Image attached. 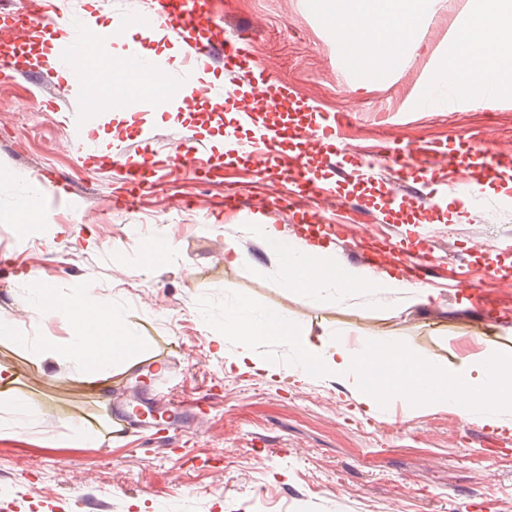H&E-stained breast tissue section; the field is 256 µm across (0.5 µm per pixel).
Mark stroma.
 <instances>
[{"label":"stroma","mask_w":512,"mask_h":512,"mask_svg":"<svg viewBox=\"0 0 512 512\" xmlns=\"http://www.w3.org/2000/svg\"><path fill=\"white\" fill-rule=\"evenodd\" d=\"M227 34L245 37L258 72L288 85L293 95L337 120L341 151L322 175L340 198L368 195L378 211L344 210L356 242L378 270H402L406 232L440 242L434 268L452 289L412 294L356 292L340 301L303 296L281 279L280 255L263 237L225 223L229 194L265 203L262 221L295 237L292 212L278 213L288 178L277 168L255 176L248 163L216 169L207 183L155 171L136 206L117 208L127 186L114 172L116 145L100 144L105 161L86 179L63 116L85 107L82 92L52 109L36 100L53 95L51 66L43 78L0 83V172L34 185L39 172L77 183L75 198L38 188L45 226L19 237L8 216L20 189L0 184V317L10 319L21 344L0 342V366L18 380L26 414L0 412V508L10 512H80L78 496L97 498L105 512H512V431H499L498 455L483 445V416L462 420L445 407L389 399L366 413L355 380L316 374L297 382L296 349L283 340L259 351L263 368L236 366L243 347L225 334L226 319H260L277 311L301 328L364 346L380 337L401 342L421 361L454 368L462 357L512 350V296L503 298L499 336L485 326L468 291L496 288L512 278V171L484 174L478 155L461 143L499 148L512 141V100L495 109L423 107L429 75L466 17L467 0H437L415 51L393 69L357 63L326 18L323 0H223ZM231 113L210 101L152 112L142 127L118 124L109 113L97 126L117 130L128 154L150 146L165 159L180 136L192 135L224 160ZM440 145L452 158L435 163L431 201L388 199L390 175L372 164L395 146ZM359 169L351 178V169ZM476 183L468 199L443 187L449 170ZM171 241L166 260L143 267L146 238ZM58 297L81 296L125 321L141 344L142 360L171 357L173 382L195 399L214 390L206 422L183 432L166 456L141 436L99 447L112 428L103 398H121L146 371L110 367L106 397L80 389L77 366L64 350L71 324L61 314L35 312L34 286ZM277 368L268 375L267 366Z\"/></svg>","instance_id":"35a3bbf8"}]
</instances>
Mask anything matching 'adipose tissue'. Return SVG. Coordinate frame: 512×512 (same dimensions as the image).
I'll return each mask as SVG.
<instances>
[{"instance_id": "1", "label": "adipose tissue", "mask_w": 512, "mask_h": 512, "mask_svg": "<svg viewBox=\"0 0 512 512\" xmlns=\"http://www.w3.org/2000/svg\"><path fill=\"white\" fill-rule=\"evenodd\" d=\"M435 0H332L328 21L352 53L370 47L374 58L398 62L405 47L415 45L417 31L430 14ZM92 51L112 73L109 82L98 85L100 102L110 106L115 91L162 95L157 82L129 78L114 61L105 44ZM453 95L454 103L495 108L502 99H512V0H469L461 27L453 34L452 49L427 85V95ZM254 232L279 247L282 275L304 290L373 288L379 293L407 291L404 280L374 273L358 266H340L327 248L312 247L303 255L284 242L272 224H253ZM73 322L68 350L78 366L77 381L91 392L103 395L109 389L106 365L136 368L140 344L126 324L100 306L78 302L66 308ZM228 332L243 337L242 360L257 362L256 350L266 340L288 341L302 356L309 372L347 375L359 373L365 381L362 405L376 410L380 400L411 397L431 406L455 408L461 417L482 412L491 425L503 427V417L512 412V351L500 350L489 357L467 356L458 366L442 367L411 359L397 340L366 347L355 355L343 340H334L288 323L272 313L256 323L235 321Z\"/></svg>"}]
</instances>
